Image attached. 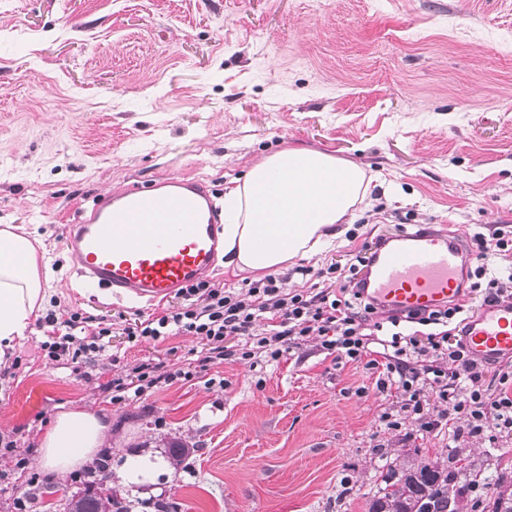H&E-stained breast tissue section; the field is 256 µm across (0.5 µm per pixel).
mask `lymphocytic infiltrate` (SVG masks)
<instances>
[{
  "label": "lymphocytic infiltrate",
  "instance_id": "lymphocytic-infiltrate-1",
  "mask_svg": "<svg viewBox=\"0 0 512 512\" xmlns=\"http://www.w3.org/2000/svg\"><path fill=\"white\" fill-rule=\"evenodd\" d=\"M472 247L477 265L468 274L467 295L481 294L487 304L512 300V271L488 273L491 260L512 259V231L498 227L474 234ZM375 255L371 247L358 253L349 278L337 288L326 283L289 290L272 275L244 288L224 289L204 280L181 290L178 309L136 319L123 331L136 343L191 335L204 342L206 362L229 360L252 369L280 363L313 340L334 365L352 364L375 375L378 393L391 401L379 417L385 429L413 422L427 438L483 435L492 443L511 435L512 370L495 373L494 384H487L484 366L462 341L469 303L401 316L379 310L353 288ZM38 325L46 336L41 349L48 360L91 366L114 330L113 322L61 306L48 310ZM193 376L189 366L145 361L113 379L106 390L112 403L129 404Z\"/></svg>",
  "mask_w": 512,
  "mask_h": 512
}]
</instances>
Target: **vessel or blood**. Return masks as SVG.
Returning <instances> with one entry per match:
<instances>
[{"instance_id":"1","label":"vessel or blood","mask_w":512,"mask_h":512,"mask_svg":"<svg viewBox=\"0 0 512 512\" xmlns=\"http://www.w3.org/2000/svg\"><path fill=\"white\" fill-rule=\"evenodd\" d=\"M224 210L198 178L134 183L93 200L64 228L81 285L151 304L205 280L224 254ZM470 258L455 235L405 231L378 251L362 294L405 314L462 299ZM471 356L491 367L512 359V300L486 305L464 323Z\"/></svg>"}]
</instances>
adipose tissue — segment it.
Masks as SVG:
<instances>
[{
    "instance_id": "adipose-tissue-1",
    "label": "adipose tissue",
    "mask_w": 512,
    "mask_h": 512,
    "mask_svg": "<svg viewBox=\"0 0 512 512\" xmlns=\"http://www.w3.org/2000/svg\"><path fill=\"white\" fill-rule=\"evenodd\" d=\"M373 177L359 163L285 147L253 163L224 194V264L276 273L331 246L334 225L368 206ZM40 261L32 241L0 228V363L7 362L43 309ZM112 421L72 408L57 413L40 441L41 465L64 476L108 446Z\"/></svg>"
}]
</instances>
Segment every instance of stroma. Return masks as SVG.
Wrapping results in <instances>:
<instances>
[{"label": "stroma", "mask_w": 512, "mask_h": 512, "mask_svg": "<svg viewBox=\"0 0 512 512\" xmlns=\"http://www.w3.org/2000/svg\"><path fill=\"white\" fill-rule=\"evenodd\" d=\"M290 145L363 164L373 202L343 225L316 271L402 229L464 235L512 225V0H0V225H14L54 273L46 301L101 319L179 307L79 287L62 244L76 206L166 175L223 190ZM34 331L0 366V512L40 474L36 512H62L86 485L38 462L56 413L112 420L109 473L126 512H367L390 471L463 459L462 512L512 498V438L416 439L379 426L388 406L364 370L308 345L256 371L224 362L133 404L104 385L146 360L203 357L194 336L129 342L114 330L93 368L48 361ZM226 389L208 387V378ZM363 386L364 397L353 395ZM180 465L124 482L127 457ZM350 489H343L342 478Z\"/></svg>", "instance_id": "35a3bbf8"}]
</instances>
